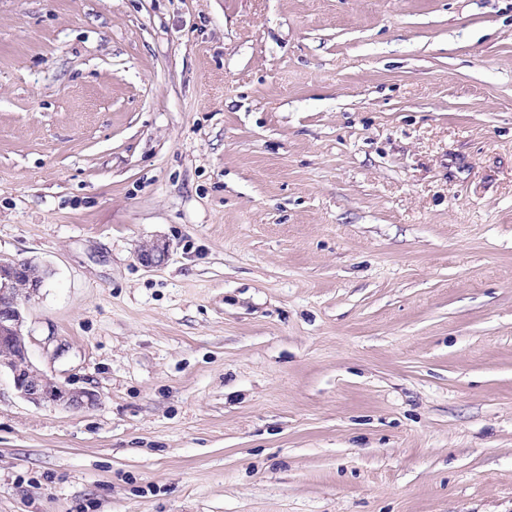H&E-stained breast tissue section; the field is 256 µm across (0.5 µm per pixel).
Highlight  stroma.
Wrapping results in <instances>:
<instances>
[{
	"instance_id": "stroma-1",
	"label": "stroma",
	"mask_w": 512,
	"mask_h": 512,
	"mask_svg": "<svg viewBox=\"0 0 512 512\" xmlns=\"http://www.w3.org/2000/svg\"><path fill=\"white\" fill-rule=\"evenodd\" d=\"M1 258L0 512H512V0H0ZM48 276V269L32 260H0V373L7 370L20 395L34 405L93 406L94 393L57 384L29 358L24 309L40 294Z\"/></svg>"
}]
</instances>
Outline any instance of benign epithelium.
Here are the masks:
<instances>
[{
	"mask_svg": "<svg viewBox=\"0 0 512 512\" xmlns=\"http://www.w3.org/2000/svg\"><path fill=\"white\" fill-rule=\"evenodd\" d=\"M168 254L169 245L153 242L140 251L139 260L159 265ZM48 276V269L32 260H0V371H8L20 395L35 405L89 407L96 403L95 394L57 384L29 358L24 309L40 294Z\"/></svg>",
	"mask_w": 512,
	"mask_h": 512,
	"instance_id": "benign-epithelium-1",
	"label": "benign epithelium"
}]
</instances>
